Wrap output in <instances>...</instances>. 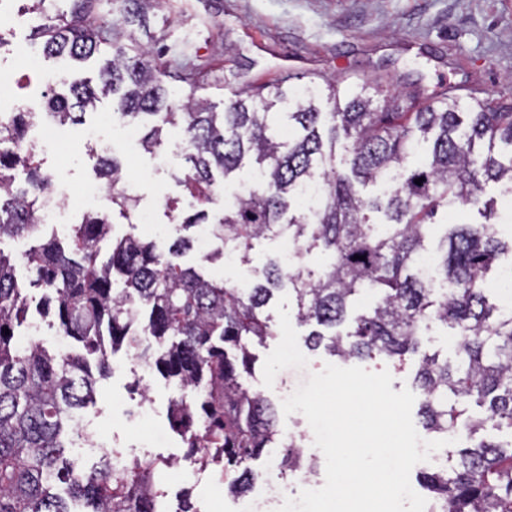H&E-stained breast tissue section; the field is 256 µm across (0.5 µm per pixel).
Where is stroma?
I'll use <instances>...</instances> for the list:
<instances>
[{
  "label": "stroma",
  "instance_id": "35a3bbf8",
  "mask_svg": "<svg viewBox=\"0 0 512 512\" xmlns=\"http://www.w3.org/2000/svg\"><path fill=\"white\" fill-rule=\"evenodd\" d=\"M39 23L28 0H0V69L20 78V99L35 112L45 109V85L24 61L38 50L32 32ZM150 33L154 49L186 40L194 44L196 63L211 78L199 94L219 112L227 92L218 80L232 72L240 82L255 85L292 75L318 83L334 76L350 81L383 76L403 92L417 85L477 86L483 97L512 105V0H161L151 15ZM111 110V100H102L97 112L86 114L84 125L59 128L55 151L43 159L53 191L85 194L86 187H96V194L85 195L84 211L112 215V237L134 233L167 249L183 236V217L202 208L222 215L231 202L223 187L250 182L247 163L229 180H216L209 204L200 206L182 185L187 167L178 131L166 137L169 163L161 167L140 143L127 139L124 124L112 123L107 132L126 165V184L138 196L140 210L151 212L155 221L151 229L127 224L112 214V190L96 173L98 155L84 132L85 125L98 124L100 114ZM0 249L13 258L18 279L30 285L34 273L23 244L6 239ZM206 252L189 251L181 262L243 289L262 279L267 264L280 256L274 236L255 242L243 259L212 261ZM28 295L34 315L25 339L51 351L66 346L54 317L38 313L41 289L30 285ZM268 312L277 333L253 346L258 360L245 383L278 405L331 358L309 350V329L296 321L287 292L275 294ZM109 363L111 372L99 379L94 404L76 414L69 459L87 467L115 450L126 459L153 460L159 464L157 485L172 507L186 500L192 512H236L219 469L194 465L171 425L169 406L178 396L174 384L155 369L135 365L123 349L111 354Z\"/></svg>",
  "mask_w": 512,
  "mask_h": 512
}]
</instances>
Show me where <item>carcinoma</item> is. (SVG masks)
<instances>
[{"label": "carcinoma", "instance_id": "1", "mask_svg": "<svg viewBox=\"0 0 512 512\" xmlns=\"http://www.w3.org/2000/svg\"><path fill=\"white\" fill-rule=\"evenodd\" d=\"M115 4V22L89 24L98 0H69L68 11L54 16L45 0H31L44 17L37 29L42 56L84 62L112 49L98 82H74L68 93L52 95L46 115L62 126L78 124L110 97L121 120L157 118L142 137L149 153L162 146L166 128H180L185 185L201 199L215 174L226 179L251 156L263 184L219 218L204 210L184 218L183 229L207 224L224 248L242 254L253 241L286 231L333 262L319 276L272 262L263 280L242 292L178 262L193 247L189 236L163 253L129 234L113 241L103 260L111 219L90 215L72 225L67 245L45 240L40 211L51 175L28 139L40 117L25 111L17 126L0 128V240H40L25 253L35 271L31 285L43 291L59 332L83 349L51 354L20 341L27 286L0 249V512H72L70 499L85 501L87 512H156V463L134 459L116 470L104 455L85 470L65 457V425L93 400L96 375L109 370L108 343L133 349L189 394L172 401V417L190 457L219 467L237 498L250 494L249 462L281 440L276 406L242 378L254 365L248 341L272 335L264 311L283 290L295 301L296 319L314 326L308 346L343 361H401L419 352L433 323L458 337L454 358L425 354L415 376L423 428L456 438V447L445 449L448 467L422 472L423 485L438 512H512V443L476 439L488 428L512 434V309L490 303L484 288L499 256L512 253V242L497 237L494 199H484L490 182L512 192V105L466 101L451 85L397 92L382 78L345 86L332 79L298 92L280 84L231 87L224 111L215 112L196 97L195 68L185 64L176 76L188 94L177 106L166 86L168 64L136 35L148 31L155 0ZM99 175L112 187L115 211L133 223L136 199L120 188L122 161L100 158ZM314 181L322 192L308 206L302 191ZM456 204L483 222L446 225L435 265L436 278L452 285L446 290L420 274L418 258L438 211ZM364 291L375 303L351 320L349 305ZM473 403L485 408L482 416L469 413ZM308 467L290 443L282 468Z\"/></svg>", "mask_w": 512, "mask_h": 512}]
</instances>
